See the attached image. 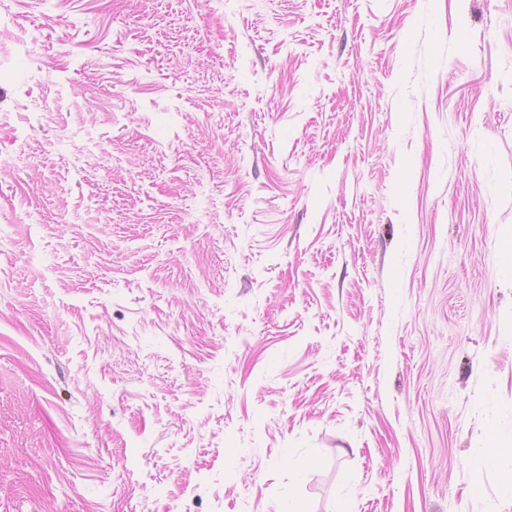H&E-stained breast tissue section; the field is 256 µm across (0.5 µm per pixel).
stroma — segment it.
I'll use <instances>...</instances> for the list:
<instances>
[{
	"label": "stroma",
	"instance_id": "35a3bbf8",
	"mask_svg": "<svg viewBox=\"0 0 512 512\" xmlns=\"http://www.w3.org/2000/svg\"><path fill=\"white\" fill-rule=\"evenodd\" d=\"M0 31V512H512V0Z\"/></svg>",
	"mask_w": 512,
	"mask_h": 512
}]
</instances>
